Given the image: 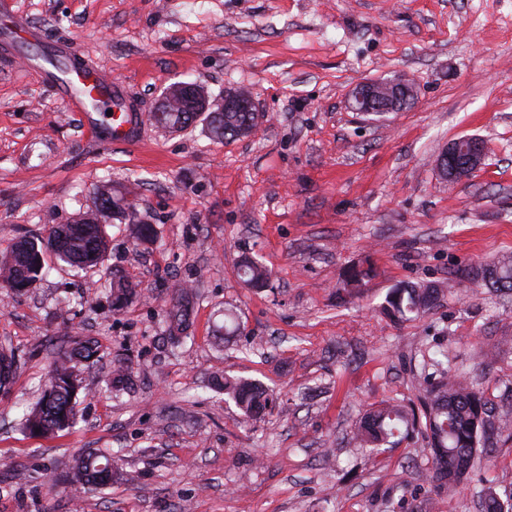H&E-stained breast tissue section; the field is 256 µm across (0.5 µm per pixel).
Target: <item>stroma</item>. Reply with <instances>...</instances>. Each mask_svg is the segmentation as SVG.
<instances>
[{
  "label": "stroma",
  "mask_w": 512,
  "mask_h": 512,
  "mask_svg": "<svg viewBox=\"0 0 512 512\" xmlns=\"http://www.w3.org/2000/svg\"><path fill=\"white\" fill-rule=\"evenodd\" d=\"M0 253L45 237L123 184L158 240L109 224L102 267L75 273L47 258L24 294L0 288V345L23 359L0 394V512H480L469 491H438L422 436L370 452L354 440L370 406H419L423 357L448 355L512 433V296L466 280L512 256V0H0ZM125 84L139 142L84 133L46 80L48 45ZM402 79L414 104L378 119L350 107L359 83ZM191 81L217 95L252 91L257 135L229 143L203 125L153 124L160 90ZM477 136L488 158L469 179H440L449 142ZM272 274L237 276L241 256ZM372 263L375 277L345 288ZM122 269L143 298L113 311L102 288ZM198 292L193 337L171 350L164 312L176 284ZM444 293L415 320L382 305L399 284ZM71 299L68 318L59 303ZM235 310L246 333L217 342ZM91 338L81 415L52 436L21 428L68 338ZM134 388L107 384L117 361ZM268 388L277 406L247 420L207 389L215 372ZM110 450L131 483L49 492L47 475ZM473 481L512 489V440ZM238 272L243 283L252 288H266L270 282L271 274L267 267L252 259H244Z\"/></svg>",
  "instance_id": "35a3bbf8"
}]
</instances>
